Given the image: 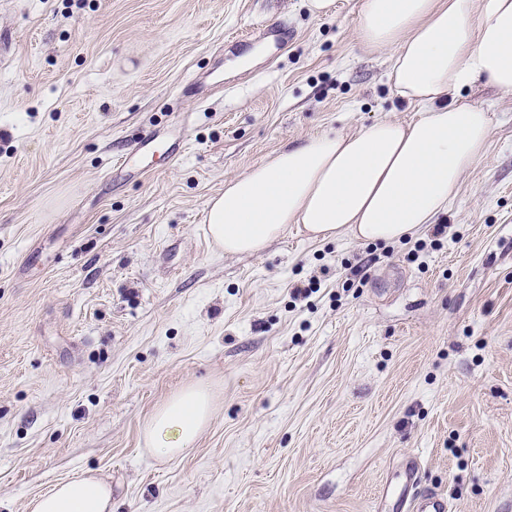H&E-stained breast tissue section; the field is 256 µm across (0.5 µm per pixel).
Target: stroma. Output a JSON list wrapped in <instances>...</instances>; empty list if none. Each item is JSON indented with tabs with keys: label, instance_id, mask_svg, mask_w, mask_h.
Here are the masks:
<instances>
[{
	"label": "stroma",
	"instance_id": "stroma-1",
	"mask_svg": "<svg viewBox=\"0 0 512 512\" xmlns=\"http://www.w3.org/2000/svg\"><path fill=\"white\" fill-rule=\"evenodd\" d=\"M361 5L0 0V512L89 473L112 512H392L411 456L452 512H512V92L448 96L491 135L440 246L207 235L226 179L416 118ZM190 385L211 420L158 456ZM212 398L201 386H188L158 407L144 425L149 448L165 457H174L190 448L209 423Z\"/></svg>",
	"mask_w": 512,
	"mask_h": 512
}]
</instances>
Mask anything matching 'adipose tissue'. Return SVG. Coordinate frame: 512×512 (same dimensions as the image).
Returning a JSON list of instances; mask_svg holds the SVG:
<instances>
[{
	"instance_id": "1",
	"label": "adipose tissue",
	"mask_w": 512,
	"mask_h": 512,
	"mask_svg": "<svg viewBox=\"0 0 512 512\" xmlns=\"http://www.w3.org/2000/svg\"><path fill=\"white\" fill-rule=\"evenodd\" d=\"M358 32L366 47L397 46L390 78L419 105L416 120L321 133L225 181L206 212L207 232L225 254L262 253L292 224L315 239L405 240L447 213L484 155L488 113L446 97L477 77L512 90V0H363ZM211 413L209 391L188 386L147 420L146 443L180 455ZM28 509L112 512V487L88 474L57 483Z\"/></svg>"
}]
</instances>
